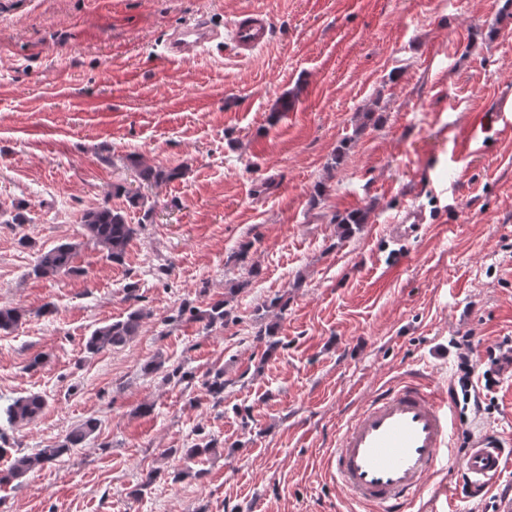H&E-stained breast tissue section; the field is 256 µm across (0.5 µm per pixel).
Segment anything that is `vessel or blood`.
Wrapping results in <instances>:
<instances>
[{"label":"vessel or blood","mask_w":512,"mask_h":512,"mask_svg":"<svg viewBox=\"0 0 512 512\" xmlns=\"http://www.w3.org/2000/svg\"><path fill=\"white\" fill-rule=\"evenodd\" d=\"M271 37L267 15L253 10L230 23L192 20L166 36L162 55L170 62L195 58L209 50L232 44L238 56L248 57ZM428 221L416 207L401 212L389 226L391 260L401 263L402 248L418 236ZM452 423L448 396L423 383L412 371L396 385L363 399L336 437L327 468L346 499L359 512H410L426 500L428 512H448V496H427L431 478L451 452ZM504 466V445L494 436L478 434L462 459L470 499L485 498Z\"/></svg>","instance_id":"obj_1"}]
</instances>
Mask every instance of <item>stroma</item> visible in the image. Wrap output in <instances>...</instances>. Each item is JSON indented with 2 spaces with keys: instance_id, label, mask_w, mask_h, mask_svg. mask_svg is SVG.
<instances>
[{
  "instance_id": "1",
  "label": "stroma",
  "mask_w": 512,
  "mask_h": 512,
  "mask_svg": "<svg viewBox=\"0 0 512 512\" xmlns=\"http://www.w3.org/2000/svg\"><path fill=\"white\" fill-rule=\"evenodd\" d=\"M247 10L272 30L251 58L228 46L161 59L184 20ZM504 100L512 0H0V208L28 217L0 220V307L23 314L0 332V399L47 400L37 421L7 429V446L31 454L98 421L83 447L0 486V512H353L324 455L360 399L410 369L449 386L454 338L469 337L484 367L512 340V134L454 149ZM141 163L182 174L147 186ZM425 174L438 193H416ZM119 185L140 189L151 218ZM104 205L141 226L120 264L81 224ZM408 206L431 222L395 268L388 225ZM354 210L366 220L343 236L335 217ZM247 240L242 265L232 255ZM62 242L76 244L79 274L32 275L38 251ZM252 264L234 321H171ZM276 296L279 314L264 307ZM48 302L55 313L40 315ZM137 308L138 336L86 351L92 330ZM274 321L270 354L256 332ZM158 357L195 383L144 374ZM218 369L220 403L199 383ZM497 380L484 407L452 409L453 455L434 481L456 512H485L512 488V466L486 500L463 488L472 430L512 438V374ZM204 440L208 455L172 454Z\"/></svg>"
}]
</instances>
